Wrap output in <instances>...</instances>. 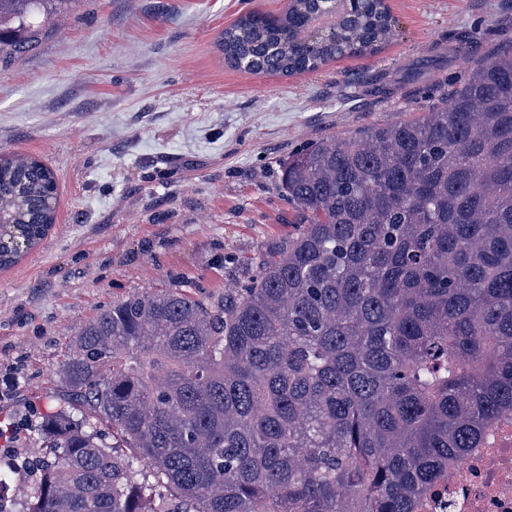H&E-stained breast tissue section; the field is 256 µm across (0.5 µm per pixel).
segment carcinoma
Wrapping results in <instances>:
<instances>
[{"label": "carcinoma", "instance_id": "1", "mask_svg": "<svg viewBox=\"0 0 512 512\" xmlns=\"http://www.w3.org/2000/svg\"><path fill=\"white\" fill-rule=\"evenodd\" d=\"M73 0H0V60ZM224 28V61L316 71L394 36L386 0ZM55 174L0 154V268L55 223ZM293 230L245 288L132 294L83 324L23 512H412L512 415V52L420 116L288 158Z\"/></svg>", "mask_w": 512, "mask_h": 512}]
</instances>
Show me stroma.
Returning a JSON list of instances; mask_svg holds the SVG:
<instances>
[{
  "label": "stroma",
  "instance_id": "obj_1",
  "mask_svg": "<svg viewBox=\"0 0 512 512\" xmlns=\"http://www.w3.org/2000/svg\"><path fill=\"white\" fill-rule=\"evenodd\" d=\"M394 39L314 72L229 66L218 34L288 0H77L0 61V151L57 174L56 220L0 269V423L23 430L0 468L41 459L33 426L66 394L78 328L132 293L209 302L247 284L292 207L280 169L336 134L440 105L512 49V0H386Z\"/></svg>",
  "mask_w": 512,
  "mask_h": 512
}]
</instances>
